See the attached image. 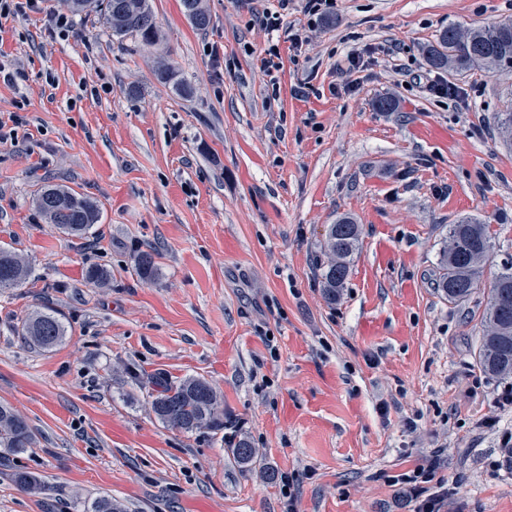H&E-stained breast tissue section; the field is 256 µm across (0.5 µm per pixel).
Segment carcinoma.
<instances>
[{
	"label": "carcinoma",
	"instance_id": "1",
	"mask_svg": "<svg viewBox=\"0 0 512 512\" xmlns=\"http://www.w3.org/2000/svg\"><path fill=\"white\" fill-rule=\"evenodd\" d=\"M77 14H96L122 40L131 37L142 45H152L159 30L149 0H65ZM184 13L195 28L210 25V15L202 0H182ZM427 64L435 69L463 73L472 69L487 72L512 69V21L479 27L451 25L441 31L437 42L423 48ZM35 207L49 223L63 233L79 237L100 222L96 201L82 192L54 185L42 187ZM360 225L343 218L328 226L323 242L326 263L320 283L331 301L340 296L349 273L350 258L359 247ZM492 248L489 225L478 218H466L449 225L448 240L440 256L436 285L441 295L453 304L471 299L483 271V263ZM138 275L154 277L156 264L149 252L135 256ZM28 275V263L15 251L0 247V290L20 286ZM482 337L475 355L476 363L487 375L512 379V267L494 278L481 317ZM31 345L48 349L67 336L64 322L50 309L27 315L17 328ZM156 417L165 425L193 432L224 428L223 401L203 378L190 377L175 385H165L151 402ZM34 434L27 421L11 407L0 404V448L19 454L33 447ZM236 461L250 465L256 455L246 440L233 449ZM15 484L29 493L42 490L40 477L29 471L12 474ZM84 512H123L110 496H99L84 507Z\"/></svg>",
	"mask_w": 512,
	"mask_h": 512
}]
</instances>
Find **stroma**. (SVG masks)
I'll return each instance as SVG.
<instances>
[{
  "instance_id": "obj_1",
  "label": "stroma",
  "mask_w": 512,
  "mask_h": 512,
  "mask_svg": "<svg viewBox=\"0 0 512 512\" xmlns=\"http://www.w3.org/2000/svg\"><path fill=\"white\" fill-rule=\"evenodd\" d=\"M152 0L161 42L113 38L94 15L49 33L62 0L0 18V245L31 273L0 291V403L36 443L0 455V512H415L399 475L441 460L455 512H512V380L475 353L488 288L512 265V142L496 128L512 72L441 73L422 55L444 28L512 20V0ZM278 12L274 30L253 15ZM281 66L260 70L269 45ZM163 66L191 95L157 79ZM446 77L467 106L437 94ZM399 107L381 112L377 99ZM102 210L84 238L32 205L40 186ZM362 230L336 301L319 278L327 225ZM491 226L472 300L435 288L448 227ZM138 251L157 272L142 279ZM112 274L93 287L88 268ZM48 306L67 325L43 351L15 328ZM208 380L224 429L183 432L150 409L161 381ZM258 448L242 468L240 440ZM38 474L33 496L11 474ZM293 480L282 493V476Z\"/></svg>"
}]
</instances>
